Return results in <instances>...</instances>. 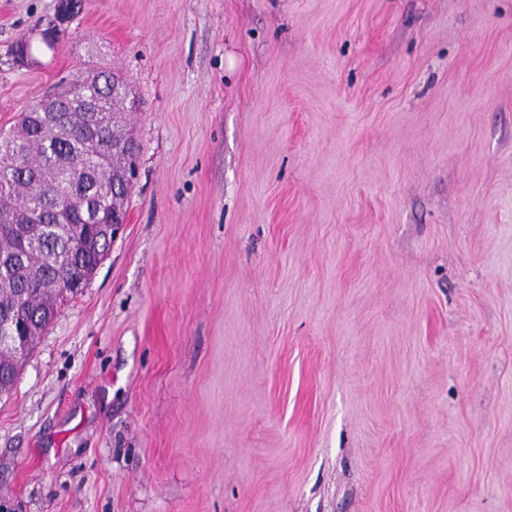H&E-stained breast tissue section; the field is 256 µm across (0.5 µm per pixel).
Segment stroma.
Wrapping results in <instances>:
<instances>
[{"label": "stroma", "instance_id": "35a3bbf8", "mask_svg": "<svg viewBox=\"0 0 512 512\" xmlns=\"http://www.w3.org/2000/svg\"><path fill=\"white\" fill-rule=\"evenodd\" d=\"M99 64L136 177L0 512H512V0H0V130Z\"/></svg>", "mask_w": 512, "mask_h": 512}]
</instances>
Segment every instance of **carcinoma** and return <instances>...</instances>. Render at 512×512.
<instances>
[{"label": "carcinoma", "instance_id": "obj_1", "mask_svg": "<svg viewBox=\"0 0 512 512\" xmlns=\"http://www.w3.org/2000/svg\"><path fill=\"white\" fill-rule=\"evenodd\" d=\"M87 84L76 76L53 92L54 110L32 104L7 133H0V324L30 325L27 349L54 320L66 287L91 280L110 247L76 251L84 233L80 213L88 192L109 195L102 223H112V207L124 209L129 188L112 189V175L135 166L136 143L112 150L116 112L129 98L123 79L108 69ZM26 354L0 349V397L13 391Z\"/></svg>", "mask_w": 512, "mask_h": 512}]
</instances>
